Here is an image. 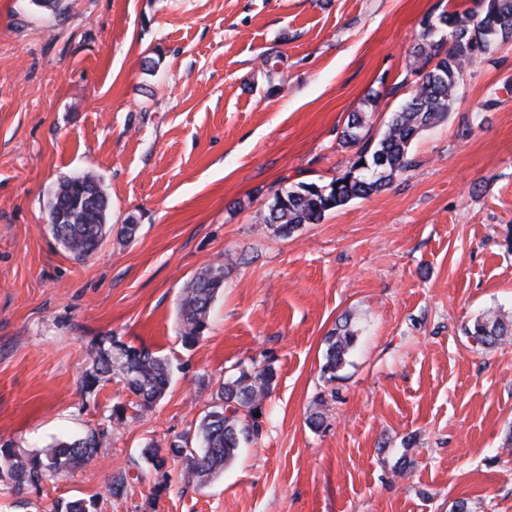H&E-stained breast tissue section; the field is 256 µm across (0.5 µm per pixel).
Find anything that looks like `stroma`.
Instances as JSON below:
<instances>
[{"label": "stroma", "instance_id": "stroma-1", "mask_svg": "<svg viewBox=\"0 0 512 512\" xmlns=\"http://www.w3.org/2000/svg\"><path fill=\"white\" fill-rule=\"evenodd\" d=\"M447 7L0 0V444L105 433L97 458L38 489L0 485V512L74 498L95 512H512V340L464 333L491 308L512 318V39L465 71L391 185L289 236L257 221L275 191L345 170L349 113L379 136L412 91L424 21ZM78 172L110 202L82 260L48 224L53 189ZM219 265L209 326L183 346L184 289ZM344 316L357 343L330 381ZM103 336L175 365L152 413L113 419L117 380L81 392ZM264 364L261 436L223 473L188 487L180 462L142 458L193 430L224 378Z\"/></svg>", "mask_w": 512, "mask_h": 512}]
</instances>
